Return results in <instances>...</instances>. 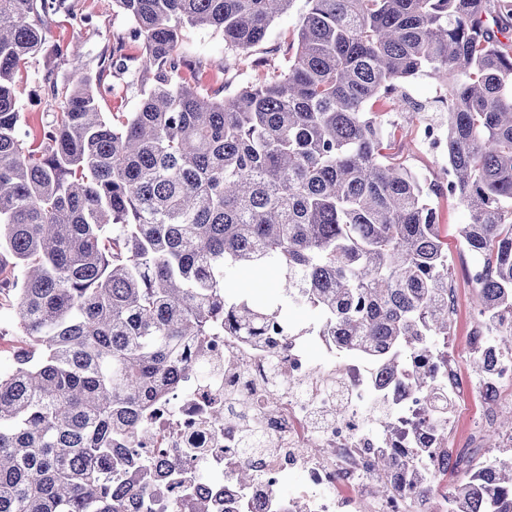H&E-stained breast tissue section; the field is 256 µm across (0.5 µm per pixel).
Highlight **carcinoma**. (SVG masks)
I'll return each mask as SVG.
<instances>
[{
    "label": "carcinoma",
    "mask_w": 512,
    "mask_h": 512,
    "mask_svg": "<svg viewBox=\"0 0 512 512\" xmlns=\"http://www.w3.org/2000/svg\"><path fill=\"white\" fill-rule=\"evenodd\" d=\"M133 23L140 101L99 111L101 75L33 16L60 0H0V275L10 272L27 348L0 375V512H128L146 492L133 449L144 411L192 370L184 348L224 327L253 336L272 308L230 292L225 271H271L288 302L321 314L343 352L386 381L448 336V243L440 201L470 221L485 263L475 304L501 348L512 331V53L503 0H306L285 64L218 95L182 73L187 28L249 56L294 0H113ZM52 122H24L15 75L36 56ZM435 76L451 180L420 179L405 154L400 84ZM384 456L387 488L430 487L451 468ZM127 481L112 483V465ZM446 512H512V453L476 465Z\"/></svg>",
    "instance_id": "obj_1"
}]
</instances>
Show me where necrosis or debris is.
Here are the masks:
<instances>
[{
    "label": "necrosis or debris",
    "instance_id": "1",
    "mask_svg": "<svg viewBox=\"0 0 512 512\" xmlns=\"http://www.w3.org/2000/svg\"><path fill=\"white\" fill-rule=\"evenodd\" d=\"M472 354L490 355L492 369L481 376L462 373L453 339L405 362L399 379L385 383L374 364L341 352L334 337L316 327L275 322L261 336L220 332L187 345L194 367L164 406L142 420L136 443L141 469L153 477L147 498L130 512H195L198 501L211 512H428V500L409 485L380 493L376 463L383 456L429 451L431 463L443 452L462 469L479 461L475 453L487 427L497 426L503 407H512V352L488 338L478 310L470 312ZM323 359L313 363L311 352ZM428 371L431 389L412 383L414 370ZM448 403L434 407L431 393ZM470 393L483 411L468 442L457 443V407ZM390 411V428L366 430L371 400ZM268 443L244 448L242 427ZM249 471L240 482V471ZM302 471L304 483L291 495L279 487Z\"/></svg>",
    "mask_w": 512,
    "mask_h": 512
}]
</instances>
